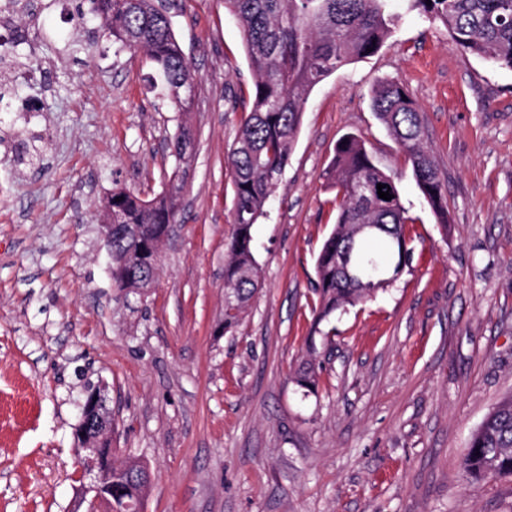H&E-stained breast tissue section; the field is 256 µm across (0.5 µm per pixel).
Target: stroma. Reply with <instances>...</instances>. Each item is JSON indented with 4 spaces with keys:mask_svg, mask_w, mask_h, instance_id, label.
Here are the masks:
<instances>
[{
    "mask_svg": "<svg viewBox=\"0 0 512 512\" xmlns=\"http://www.w3.org/2000/svg\"><path fill=\"white\" fill-rule=\"evenodd\" d=\"M15 23L40 82L0 112V512H72L79 372L107 386L121 456L149 467L143 512H512V476L467 478L473 433L512 396V70L456 48L412 14L374 55L310 93L288 166L252 228L260 285L224 326L228 156L252 77L224 0H177L194 73L174 112L141 51L98 34L89 0H30ZM404 85L448 191L440 224L377 118L371 91ZM191 161L161 271L121 303L99 233L113 189L149 199ZM395 180L408 267L318 321L315 257L336 219L324 170L345 134ZM315 391L297 386L307 359Z\"/></svg>",
    "mask_w": 512,
    "mask_h": 512,
    "instance_id": "stroma-1",
    "label": "stroma"
}]
</instances>
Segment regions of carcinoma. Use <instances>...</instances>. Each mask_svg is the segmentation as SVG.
<instances>
[{
	"label": "carcinoma",
	"mask_w": 512,
	"mask_h": 512,
	"mask_svg": "<svg viewBox=\"0 0 512 512\" xmlns=\"http://www.w3.org/2000/svg\"><path fill=\"white\" fill-rule=\"evenodd\" d=\"M224 0V9L242 29L252 70L250 111L230 157L234 232L226 244L224 328L233 327L257 291L259 271L252 227L267 216L270 197L281 179L310 92L338 69L377 53L391 37L403 12H415L448 30L462 50L501 68L512 69V0ZM103 35L117 50H141L163 80L165 95L179 112L191 101L176 91L194 81L171 26L168 0H98ZM372 106L405 154L423 197L440 223H448V195L425 142L420 110L404 86L385 80L373 90ZM188 126L174 137L175 158L189 161ZM339 203L335 225L315 264L314 291L319 319L353 306L392 285L407 267L409 222L392 176L372 159L356 134L338 141L324 172ZM393 198L379 197L377 184ZM182 185L170 184L151 200L128 190L112 192V287L137 294L149 287L155 247L174 221ZM374 224L369 234L356 225ZM318 367L304 362L296 384L317 386ZM471 478L512 475V397L501 402L472 435L461 462ZM148 475L136 459L112 467L113 512L146 496Z\"/></svg>",
	"instance_id": "obj_1"
}]
</instances>
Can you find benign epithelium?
I'll return each mask as SVG.
<instances>
[{
  "label": "benign epithelium",
  "mask_w": 512,
  "mask_h": 512,
  "mask_svg": "<svg viewBox=\"0 0 512 512\" xmlns=\"http://www.w3.org/2000/svg\"><path fill=\"white\" fill-rule=\"evenodd\" d=\"M87 398L80 405V419L86 429L82 440L77 442L80 453L82 483L77 488L78 505H87L85 512H112V461L102 464L97 460L96 443L102 439H112V413L99 419L92 418L103 403L101 390H86Z\"/></svg>",
  "instance_id": "7a95c632"
}]
</instances>
